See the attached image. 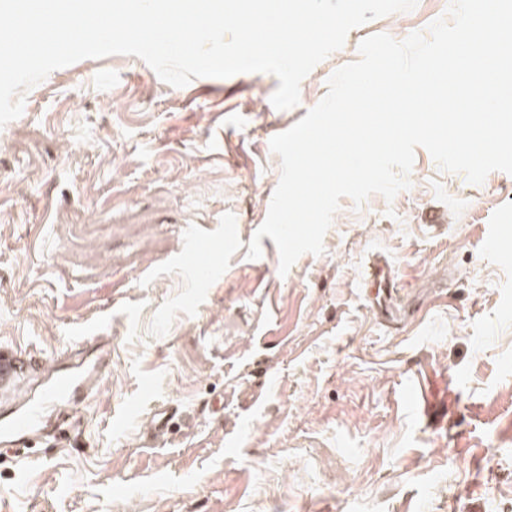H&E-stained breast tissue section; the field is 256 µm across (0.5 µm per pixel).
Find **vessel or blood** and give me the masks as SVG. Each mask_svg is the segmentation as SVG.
Instances as JSON below:
<instances>
[{"mask_svg":"<svg viewBox=\"0 0 512 512\" xmlns=\"http://www.w3.org/2000/svg\"><path fill=\"white\" fill-rule=\"evenodd\" d=\"M206 253L202 242H195L183 264L209 287L216 276ZM362 285L377 317L392 321L396 281L391 267L379 259L371 261ZM111 371L112 342L104 336L84 337L75 349L52 357L30 343H1L0 394L11 392L15 398L0 405V443L24 448L33 439L49 435L60 420L76 413L91 399ZM180 415V410L171 404L156 405L147 433L149 440L171 433Z\"/></svg>","mask_w":512,"mask_h":512,"instance_id":"b4317fda","label":"vessel or blood"}]
</instances>
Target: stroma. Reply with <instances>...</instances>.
<instances>
[{
	"label": "stroma",
	"mask_w": 512,
	"mask_h": 512,
	"mask_svg": "<svg viewBox=\"0 0 512 512\" xmlns=\"http://www.w3.org/2000/svg\"><path fill=\"white\" fill-rule=\"evenodd\" d=\"M448 5L351 29L287 110L274 75L176 88L122 54L25 94L0 128V342L50 355L99 331L112 371L64 446L0 458L13 512H512V175L475 185L419 147L394 199L341 198L322 254L284 275L271 244L247 257L280 179L271 139L365 38L426 32ZM195 232L224 270L210 288L178 262ZM377 257L397 323L361 290ZM128 401L140 415L118 420ZM162 402L184 423L151 443Z\"/></svg>",
	"instance_id": "obj_1"
}]
</instances>
